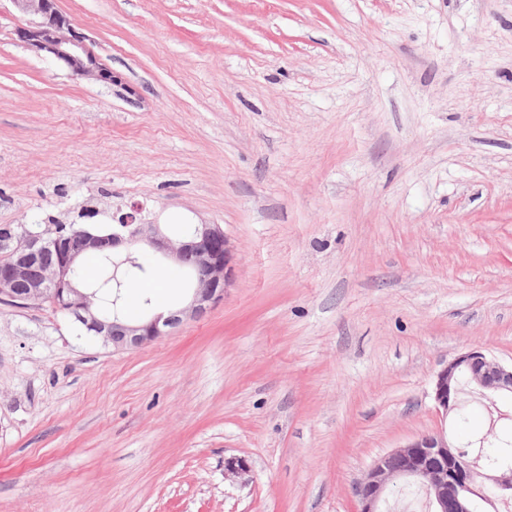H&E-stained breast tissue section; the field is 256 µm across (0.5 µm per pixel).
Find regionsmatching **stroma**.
<instances>
[{
  "label": "stroma",
  "mask_w": 512,
  "mask_h": 512,
  "mask_svg": "<svg viewBox=\"0 0 512 512\" xmlns=\"http://www.w3.org/2000/svg\"><path fill=\"white\" fill-rule=\"evenodd\" d=\"M123 83L0 0V224L220 225L223 300L115 351L0 301V512H357L472 346L512 361V0H58ZM241 456L246 480L224 477ZM12 1L28 17L15 30L16 40L28 51L54 58L75 76L110 86L121 84L73 18L59 9L57 0Z\"/></svg>",
  "instance_id": "1"
}]
</instances>
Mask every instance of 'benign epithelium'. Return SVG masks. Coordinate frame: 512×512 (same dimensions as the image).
I'll return each instance as SVG.
<instances>
[{"instance_id": "obj_1", "label": "benign epithelium", "mask_w": 512, "mask_h": 512, "mask_svg": "<svg viewBox=\"0 0 512 512\" xmlns=\"http://www.w3.org/2000/svg\"><path fill=\"white\" fill-rule=\"evenodd\" d=\"M27 16L15 30L16 40L37 56H49L73 75L105 85L121 80L105 66L86 34L63 13L57 0H13ZM151 248L167 266L185 271L192 289L189 302L167 312L147 311L137 319L100 315L95 292L78 288L72 280L77 260L87 251L103 252L121 259L140 246ZM0 250L10 260L0 266V298L11 302H55L88 336L115 350L140 348L168 334L183 322L201 316L207 307L222 299L234 276L233 246L218 224H194L173 240L159 224L118 218L107 234L65 226L33 228L0 234ZM49 253L55 261L44 262ZM41 266V275L31 277ZM466 379L473 391L492 398L512 394V364H504L482 347H472L448 362L432 379V399L438 414L446 417L459 408L460 383ZM251 466L243 457L224 460V476L236 480L249 475ZM401 480L422 487L432 512H474L476 502L494 501L484 495L481 484L492 483L494 494H512V466L488 474L474 468L467 452L442 433L422 435L377 458L357 487L360 512H382L386 494Z\"/></svg>"}]
</instances>
